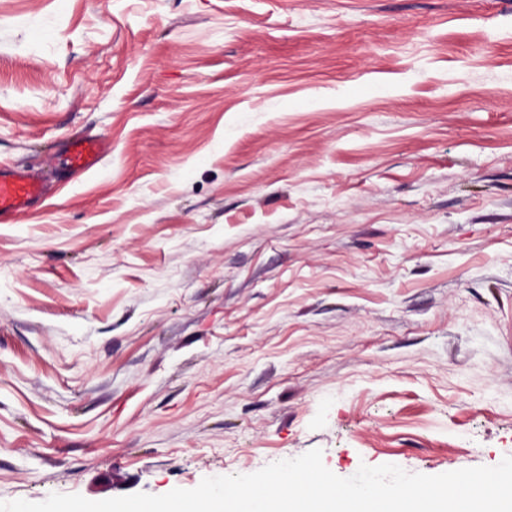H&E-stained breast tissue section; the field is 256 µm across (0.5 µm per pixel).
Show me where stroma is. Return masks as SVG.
<instances>
[{
  "label": "stroma",
  "mask_w": 512,
  "mask_h": 512,
  "mask_svg": "<svg viewBox=\"0 0 512 512\" xmlns=\"http://www.w3.org/2000/svg\"><path fill=\"white\" fill-rule=\"evenodd\" d=\"M20 167L0 501L512 455V0H0ZM110 151V143L103 138L76 137L68 144L67 160L73 170L85 172L97 166Z\"/></svg>",
  "instance_id": "obj_1"
}]
</instances>
